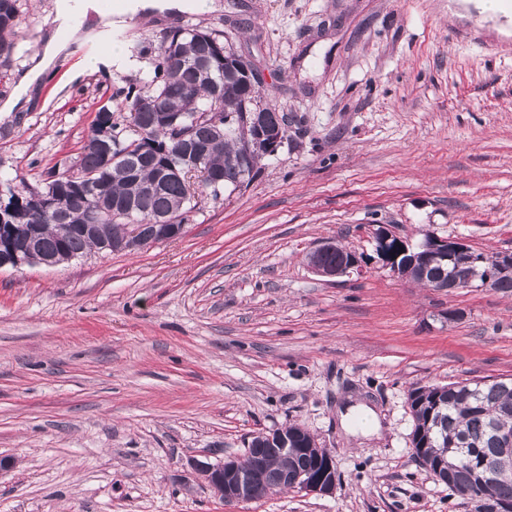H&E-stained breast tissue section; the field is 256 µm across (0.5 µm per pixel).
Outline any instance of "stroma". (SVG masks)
I'll return each instance as SVG.
<instances>
[{"instance_id":"obj_1","label":"stroma","mask_w":512,"mask_h":512,"mask_svg":"<svg viewBox=\"0 0 512 512\" xmlns=\"http://www.w3.org/2000/svg\"><path fill=\"white\" fill-rule=\"evenodd\" d=\"M127 17L128 63L61 56L27 111L0 117V174L73 165L101 106L153 70L166 31L227 35L288 117L235 191L182 235L0 270V512H473L417 459L408 393L512 378V294L440 292L385 269L374 233L512 254V12L485 0H220ZM0 100L54 0H19ZM360 271L327 279L326 241ZM372 408L379 436L343 421ZM297 423L327 448L332 494L219 500L192 460L243 457Z\"/></svg>"}]
</instances>
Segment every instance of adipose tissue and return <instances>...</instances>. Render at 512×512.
Segmentation results:
<instances>
[{"mask_svg":"<svg viewBox=\"0 0 512 512\" xmlns=\"http://www.w3.org/2000/svg\"><path fill=\"white\" fill-rule=\"evenodd\" d=\"M54 31L46 34L39 52L34 54L28 67L15 78L12 93L0 100V114L26 111L44 76L63 55L68 43L61 39V32L78 33L81 27H106L112 15L102 9L99 0H56Z\"/></svg>","mask_w":512,"mask_h":512,"instance_id":"1","label":"adipose tissue"}]
</instances>
